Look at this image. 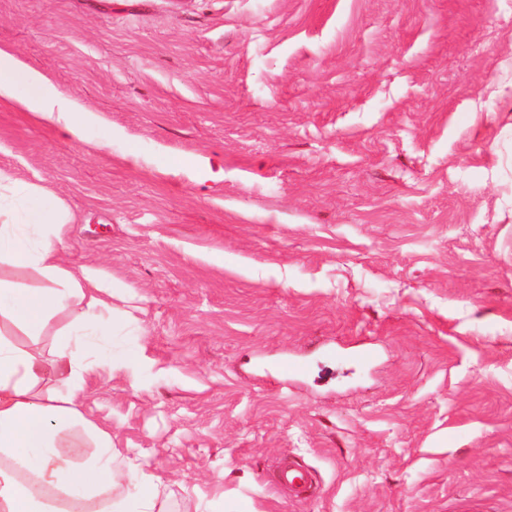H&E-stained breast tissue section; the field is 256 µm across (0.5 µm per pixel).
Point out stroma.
<instances>
[{
    "label": "stroma",
    "mask_w": 512,
    "mask_h": 512,
    "mask_svg": "<svg viewBox=\"0 0 512 512\" xmlns=\"http://www.w3.org/2000/svg\"><path fill=\"white\" fill-rule=\"evenodd\" d=\"M0 48L112 129L0 106V169L117 289L86 409L167 512H512V0H0ZM279 483L287 485L299 495L305 494L311 488L309 473L291 467H285L280 471Z\"/></svg>",
    "instance_id": "stroma-1"
}]
</instances>
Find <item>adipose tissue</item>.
I'll return each mask as SVG.
<instances>
[{
    "label": "adipose tissue",
    "instance_id": "adipose-tissue-1",
    "mask_svg": "<svg viewBox=\"0 0 512 512\" xmlns=\"http://www.w3.org/2000/svg\"><path fill=\"white\" fill-rule=\"evenodd\" d=\"M0 103L22 109L71 141L98 152L111 132L89 136L94 113L0 50ZM75 216L40 186L0 170V512H164L160 481L147 460L116 468L112 433L86 417L88 382L131 357L88 362L81 338L107 332L113 309L91 268L64 259ZM37 287L24 285V278ZM71 319L53 327L60 314ZM53 334V357L41 338Z\"/></svg>",
    "mask_w": 512,
    "mask_h": 512
}]
</instances>
